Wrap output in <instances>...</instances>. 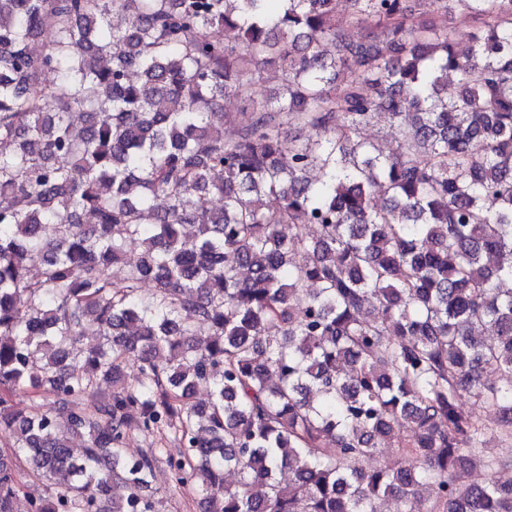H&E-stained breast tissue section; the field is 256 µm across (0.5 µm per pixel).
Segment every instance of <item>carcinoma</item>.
Returning <instances> with one entry per match:
<instances>
[{
    "label": "carcinoma",
    "mask_w": 512,
    "mask_h": 512,
    "mask_svg": "<svg viewBox=\"0 0 512 512\" xmlns=\"http://www.w3.org/2000/svg\"><path fill=\"white\" fill-rule=\"evenodd\" d=\"M338 2L0 0V512L22 469L53 481L34 512H101L116 483L112 512H156L136 418L199 512H512V484L460 478L509 465L482 414L512 437V0ZM383 115L389 153L360 136ZM162 437L160 432L155 431L153 433H147L135 427L134 430L131 431L126 444V455L128 457L137 458L150 448H169L171 452H174L175 449L170 447V444L166 440H162Z\"/></svg>",
    "instance_id": "obj_1"
}]
</instances>
